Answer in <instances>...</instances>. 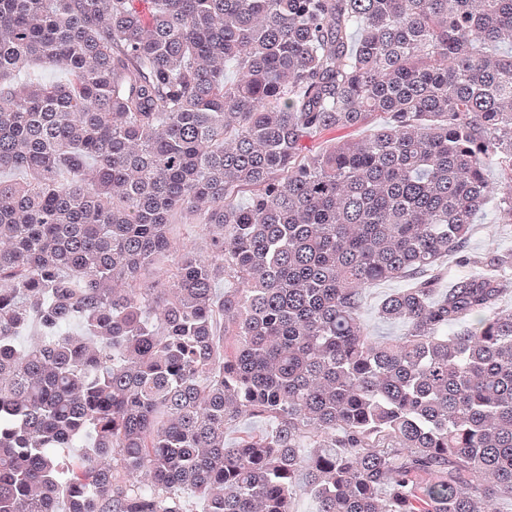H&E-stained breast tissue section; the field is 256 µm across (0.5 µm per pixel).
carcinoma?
<instances>
[{
    "label": "carcinoma",
    "instance_id": "cac0c4a2",
    "mask_svg": "<svg viewBox=\"0 0 512 512\" xmlns=\"http://www.w3.org/2000/svg\"><path fill=\"white\" fill-rule=\"evenodd\" d=\"M136 2L0 0V512H496L512 0ZM499 211L486 208L473 221L468 255L512 249V224H501ZM404 284L381 283L366 292L363 318L371 336L377 339H395L402 335L404 327L398 323H387L377 314V306L382 299ZM269 427V422L261 417L246 416L241 418L237 424L228 428L224 437L227 442L232 443L247 432H262Z\"/></svg>",
    "mask_w": 512,
    "mask_h": 512
}]
</instances>
